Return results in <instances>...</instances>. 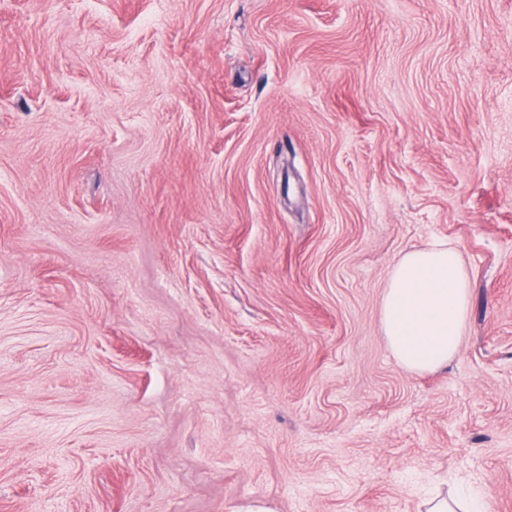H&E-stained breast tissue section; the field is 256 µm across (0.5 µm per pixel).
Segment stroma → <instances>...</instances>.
<instances>
[{
	"instance_id": "obj_1",
	"label": "stroma",
	"mask_w": 512,
	"mask_h": 512,
	"mask_svg": "<svg viewBox=\"0 0 512 512\" xmlns=\"http://www.w3.org/2000/svg\"><path fill=\"white\" fill-rule=\"evenodd\" d=\"M446 241L461 349L380 306ZM512 512V0H0V512ZM469 300L468 273L448 242L404 253L381 305L383 333L397 362L412 373L446 366L460 349Z\"/></svg>"
}]
</instances>
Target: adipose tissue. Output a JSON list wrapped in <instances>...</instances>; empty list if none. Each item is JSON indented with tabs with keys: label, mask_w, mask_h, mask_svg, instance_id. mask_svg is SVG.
Wrapping results in <instances>:
<instances>
[{
	"label": "adipose tissue",
	"mask_w": 512,
	"mask_h": 512,
	"mask_svg": "<svg viewBox=\"0 0 512 512\" xmlns=\"http://www.w3.org/2000/svg\"><path fill=\"white\" fill-rule=\"evenodd\" d=\"M470 283L457 250L443 241L404 253L381 305L383 333L397 362L424 373L447 365L461 346Z\"/></svg>",
	"instance_id": "ef3b65f1"
}]
</instances>
